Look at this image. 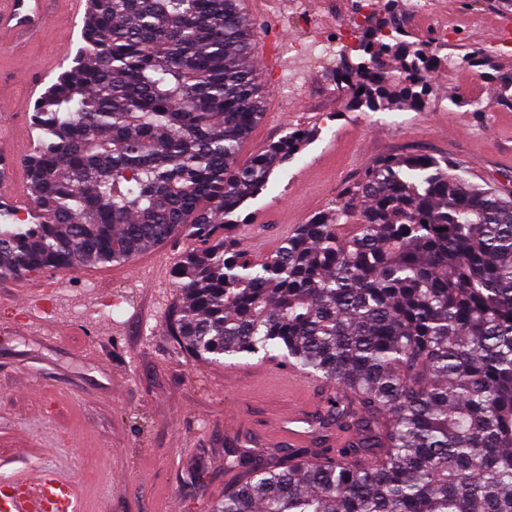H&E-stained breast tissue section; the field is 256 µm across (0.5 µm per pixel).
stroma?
Here are the masks:
<instances>
[{"mask_svg": "<svg viewBox=\"0 0 512 512\" xmlns=\"http://www.w3.org/2000/svg\"><path fill=\"white\" fill-rule=\"evenodd\" d=\"M437 18L468 9L476 20L460 43L503 52L506 18L487 19V0H425ZM351 5L328 0H273L257 19L256 38L285 35L279 54L261 63L265 115L240 146L248 162L291 128L316 129V137L292 161L276 168L265 190L243 211L266 232L256 256L274 251L282 227L306 221L359 179L375 159L400 153L443 155L460 163L473 183L512 185V109L498 104L496 86L474 71L457 69L436 82L418 111L352 112L336 85L335 63L310 65L303 83L288 82L306 62V28L358 33ZM81 20L69 0H54L53 16L34 38L0 47V129L27 144L36 133L25 110L31 62L59 73L60 46L77 50ZM307 63V62H306ZM481 101L476 115L450 106L449 97ZM193 247L180 238L132 260L59 274L52 300L21 297L14 277L0 276V479L51 466L82 488L89 512H208L233 481L224 470L229 445H250L271 433L288 409L320 407L324 392L287 373H267L250 357L224 367L192 359L166 331L168 313L181 303L171 280L156 282L148 270L173 267ZM121 301L107 317V297ZM205 461L203 476L193 474Z\"/></svg>", "mask_w": 512, "mask_h": 512, "instance_id": "1", "label": "stroma"}]
</instances>
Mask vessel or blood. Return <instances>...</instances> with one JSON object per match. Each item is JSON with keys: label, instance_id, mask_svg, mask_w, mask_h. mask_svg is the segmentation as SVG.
Returning <instances> with one entry per match:
<instances>
[{"label": "vessel or blood", "instance_id": "vessel-or-blood-1", "mask_svg": "<svg viewBox=\"0 0 512 512\" xmlns=\"http://www.w3.org/2000/svg\"><path fill=\"white\" fill-rule=\"evenodd\" d=\"M53 0H0V36L26 40L45 26L52 14ZM17 156L0 146V198L14 199ZM309 413L289 411L274 430L289 446L304 444ZM0 512H87L76 483L57 469L44 467L35 474L0 481Z\"/></svg>", "mask_w": 512, "mask_h": 512}]
</instances>
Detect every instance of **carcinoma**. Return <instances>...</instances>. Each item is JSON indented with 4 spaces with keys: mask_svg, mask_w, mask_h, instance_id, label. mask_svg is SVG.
Wrapping results in <instances>:
<instances>
[{
    "mask_svg": "<svg viewBox=\"0 0 512 512\" xmlns=\"http://www.w3.org/2000/svg\"><path fill=\"white\" fill-rule=\"evenodd\" d=\"M398 6L336 67L366 76L353 111L419 110L421 71L488 65L408 40ZM81 40L33 108L26 217L0 204V276L126 262L182 235L168 334L198 361L260 356L333 385L313 440L351 435L226 449L239 481L209 512H512V192L443 157L383 156L255 260L241 211L316 132L237 164L263 117L242 0H89ZM496 82L512 109V71Z\"/></svg>",
    "mask_w": 512,
    "mask_h": 512,
    "instance_id": "1",
    "label": "carcinoma"
}]
</instances>
